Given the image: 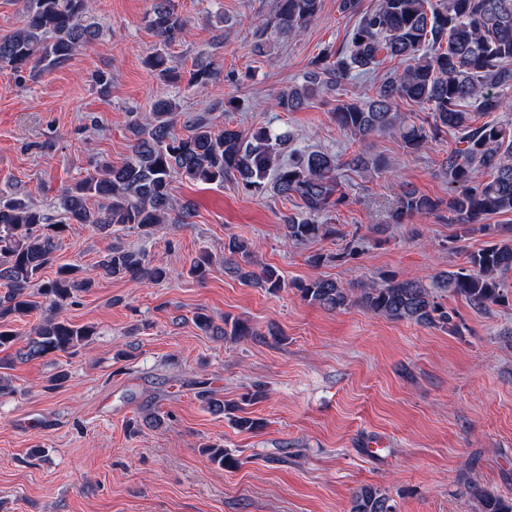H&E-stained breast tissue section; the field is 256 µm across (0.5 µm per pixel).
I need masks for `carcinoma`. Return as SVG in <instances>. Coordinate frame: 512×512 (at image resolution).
Wrapping results in <instances>:
<instances>
[{
  "label": "carcinoma",
  "mask_w": 512,
  "mask_h": 512,
  "mask_svg": "<svg viewBox=\"0 0 512 512\" xmlns=\"http://www.w3.org/2000/svg\"><path fill=\"white\" fill-rule=\"evenodd\" d=\"M321 0H275L273 18L259 21L260 39L254 51L267 52L265 32L301 35L317 17ZM340 9L357 17L347 45L326 54L307 73L304 83L282 91L276 106L287 112L301 110L323 87L340 84L353 74L375 72L389 58L395 68L382 78L373 98L343 102L333 113L336 124L357 141H366L395 130L405 150L418 152L442 140L450 131L460 133L459 146L441 163L448 178V200H436L406 189L392 217L401 224L414 216L448 212L456 236L481 233L494 242L465 256L462 266L437 273L427 282L419 277L386 276L381 281L350 288L342 282L315 277L291 283L300 298L327 311L360 306L392 321L448 328V310L440 293L464 298L477 309L501 301L512 288V226L488 224L497 214H512V128L494 122L472 125V112H498L512 107L504 90L512 89V0H378L369 11L361 0H340ZM91 0H25L24 20L15 31L0 36V73L25 71L40 77L65 67L80 49L98 41L100 26L91 17ZM148 26L159 46L146 58V66L162 80L180 81L168 66V48L186 33V22L175 13L172 0H154ZM220 72L211 62H197L188 84L200 93L215 86ZM401 101L422 104L427 117L416 123L397 110ZM179 104L157 99L150 119L132 123L131 156L119 166L104 162L93 172L61 191L49 209H40L22 196L0 197V282L7 292L0 296V352L20 340L10 323L28 313L34 304L29 289H38L53 307L77 291L87 290L94 278L80 269L62 265L52 280L39 273L52 262L64 232L72 224H89L99 230L128 227L148 236L158 224L178 212L176 222L190 223L193 209L186 203L174 208V177L205 185L234 181L248 193L271 188L284 199L300 200V211L284 217L285 237L294 244L337 236L348 238L341 259H353L362 250L363 237L347 234L328 221L329 212L345 203L340 192L336 156L321 150L297 151L281 158L286 135L266 126L241 130L215 129L213 119L201 116L189 133L176 132ZM490 174L477 181L473 173ZM251 246L235 236L224 241V271L243 282L276 293L284 287L279 270L263 265L244 271L237 258L248 259ZM211 258L203 253L188 274L206 278ZM96 270L102 277L128 278L155 283L171 277L170 270L137 251L115 246L101 256ZM197 328L210 336L245 341L258 333L241 318H224L215 325L203 312L193 316ZM95 334L90 326H76L51 315L24 337L14 357L22 362L57 353H74ZM220 467L238 462L224 448H205ZM466 494L477 512H512V496L469 483ZM349 512H397L394 499L383 489L364 486L351 497Z\"/></svg>",
  "instance_id": "obj_1"
}]
</instances>
